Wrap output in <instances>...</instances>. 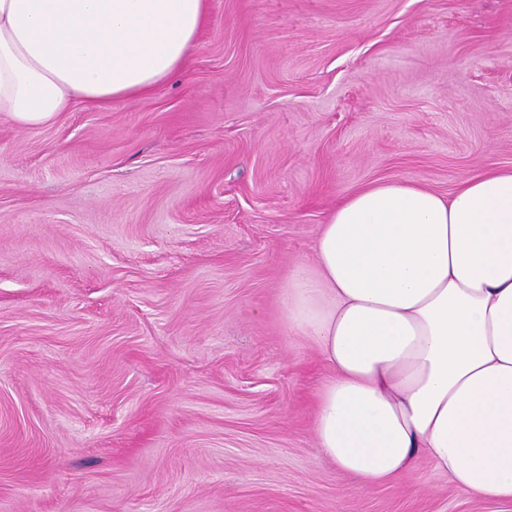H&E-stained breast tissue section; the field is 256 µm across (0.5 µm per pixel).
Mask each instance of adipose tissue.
<instances>
[{"instance_id":"obj_1","label":"adipose tissue","mask_w":512,"mask_h":512,"mask_svg":"<svg viewBox=\"0 0 512 512\" xmlns=\"http://www.w3.org/2000/svg\"><path fill=\"white\" fill-rule=\"evenodd\" d=\"M206 18L207 0H0V114L42 125L149 94ZM286 312L329 370L315 431L338 471L369 489L422 455L470 496L512 502V167L448 196L404 181L348 196Z\"/></svg>"}]
</instances>
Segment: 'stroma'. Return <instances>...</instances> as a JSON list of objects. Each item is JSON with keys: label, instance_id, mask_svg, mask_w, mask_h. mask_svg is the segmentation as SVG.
<instances>
[{"label": "stroma", "instance_id": "1", "mask_svg": "<svg viewBox=\"0 0 512 512\" xmlns=\"http://www.w3.org/2000/svg\"><path fill=\"white\" fill-rule=\"evenodd\" d=\"M512 166V0H209L151 94L0 115V512H512L317 451L286 287L380 181Z\"/></svg>", "mask_w": 512, "mask_h": 512}]
</instances>
